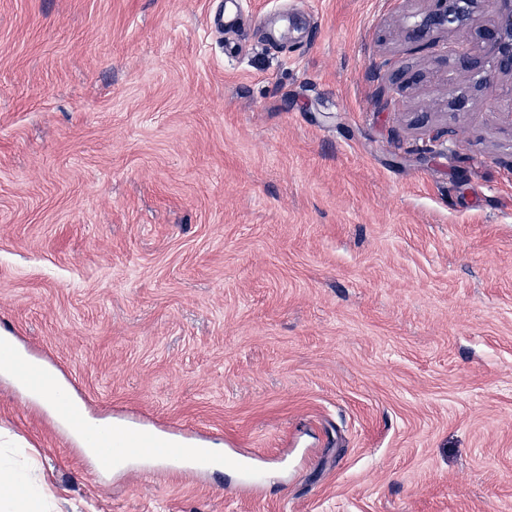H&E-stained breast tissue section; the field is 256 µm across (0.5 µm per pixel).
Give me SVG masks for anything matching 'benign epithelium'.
<instances>
[{"label": "benign epithelium", "instance_id": "1", "mask_svg": "<svg viewBox=\"0 0 512 512\" xmlns=\"http://www.w3.org/2000/svg\"><path fill=\"white\" fill-rule=\"evenodd\" d=\"M426 9L405 17L399 27L401 36L416 46L446 33L455 38L454 65L468 74L473 91L448 100V108L466 112L487 105L496 95L498 80H512V0H428ZM491 15V23L482 34L484 65L461 51L471 39L472 22L477 14Z\"/></svg>", "mask_w": 512, "mask_h": 512}]
</instances>
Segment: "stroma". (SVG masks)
<instances>
[{
	"instance_id": "obj_1",
	"label": "stroma",
	"mask_w": 512,
	"mask_h": 512,
	"mask_svg": "<svg viewBox=\"0 0 512 512\" xmlns=\"http://www.w3.org/2000/svg\"><path fill=\"white\" fill-rule=\"evenodd\" d=\"M422 5L0 0V330L268 477L97 476L0 371L51 512H512V97Z\"/></svg>"
}]
</instances>
